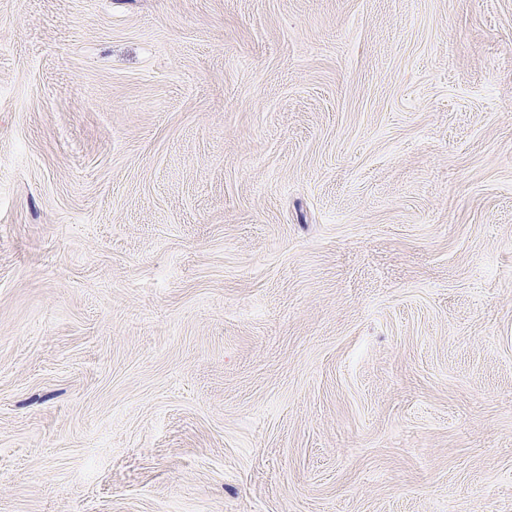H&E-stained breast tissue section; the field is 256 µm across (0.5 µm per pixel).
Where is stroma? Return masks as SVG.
Segmentation results:
<instances>
[{
    "label": "stroma",
    "instance_id": "obj_1",
    "mask_svg": "<svg viewBox=\"0 0 512 512\" xmlns=\"http://www.w3.org/2000/svg\"><path fill=\"white\" fill-rule=\"evenodd\" d=\"M0 512H512V0H0Z\"/></svg>",
    "mask_w": 512,
    "mask_h": 512
}]
</instances>
